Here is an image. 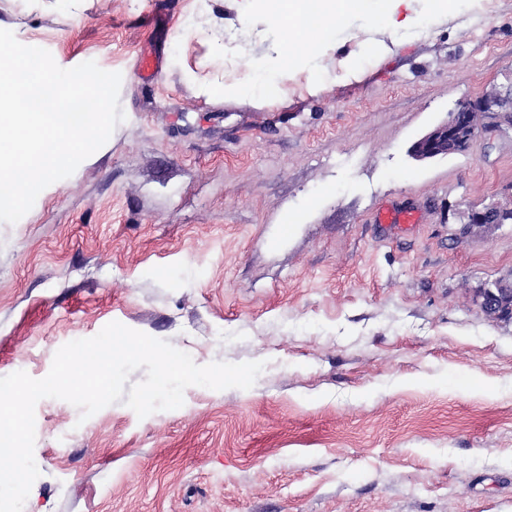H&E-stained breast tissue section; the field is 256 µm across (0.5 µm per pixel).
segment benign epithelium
Segmentation results:
<instances>
[{
	"instance_id": "benign-epithelium-1",
	"label": "benign epithelium",
	"mask_w": 512,
	"mask_h": 512,
	"mask_svg": "<svg viewBox=\"0 0 512 512\" xmlns=\"http://www.w3.org/2000/svg\"><path fill=\"white\" fill-rule=\"evenodd\" d=\"M512 130V81L485 92L477 98L463 100L448 112V118L409 147L417 161H429L466 151L484 133ZM466 231L484 232L512 221V202L486 208H467ZM475 302L488 316L512 317V279H500L480 289Z\"/></svg>"
}]
</instances>
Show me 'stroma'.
I'll return each instance as SVG.
<instances>
[{"mask_svg": "<svg viewBox=\"0 0 512 512\" xmlns=\"http://www.w3.org/2000/svg\"><path fill=\"white\" fill-rule=\"evenodd\" d=\"M411 13L351 18L266 97L250 64L277 32L237 0H0L59 67L121 73L125 114L0 222V377L43 378L113 321L200 365L266 363L142 419L40 400L23 512H512V320L474 298L512 277V224L458 234L506 201L512 134L408 153L503 82L512 0ZM392 205L417 223H376Z\"/></svg>", "mask_w": 512, "mask_h": 512, "instance_id": "obj_1", "label": "stroma"}]
</instances>
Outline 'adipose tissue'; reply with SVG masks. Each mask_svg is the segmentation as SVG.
Masks as SVG:
<instances>
[{
	"label": "adipose tissue",
	"mask_w": 512,
	"mask_h": 512,
	"mask_svg": "<svg viewBox=\"0 0 512 512\" xmlns=\"http://www.w3.org/2000/svg\"><path fill=\"white\" fill-rule=\"evenodd\" d=\"M371 4L384 27L398 30L408 25L404 12L410 0H240L242 19H250L254 9H261L267 24L279 33L274 64L257 61L251 65L259 89L266 96L277 95L283 74L319 51L336 28Z\"/></svg>",
	"instance_id": "adipose-tissue-1"
}]
</instances>
